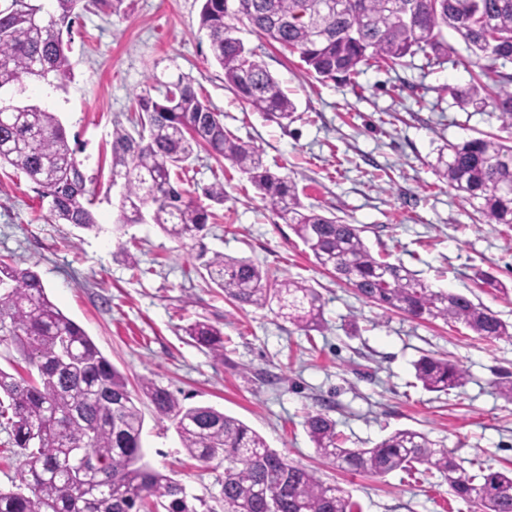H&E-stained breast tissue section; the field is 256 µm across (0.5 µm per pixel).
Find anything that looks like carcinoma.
Here are the masks:
<instances>
[{"instance_id": "cac0c4a2", "label": "carcinoma", "mask_w": 512, "mask_h": 512, "mask_svg": "<svg viewBox=\"0 0 512 512\" xmlns=\"http://www.w3.org/2000/svg\"><path fill=\"white\" fill-rule=\"evenodd\" d=\"M44 14L34 0H11L0 9V93L23 78L63 77L69 70L62 30L70 28L82 0H52ZM323 29L311 28L313 18ZM270 45L298 54L317 79L356 84L363 66H425L448 60L451 29L471 53L486 60L466 88L451 91L461 105H492L502 127L512 128V74L496 67L512 60V0H203L200 28L224 81L253 111L269 120L292 118L295 103L237 36L235 22ZM133 130L112 133L111 180L125 186L119 227L141 224L144 209L173 239L195 240L215 214L188 198L179 185L184 163L200 149L247 175L276 219L291 226L316 263L367 301L417 320L461 323L481 339L512 335L488 308L460 293L434 292L404 265L374 256L361 231L306 208L296 183L271 170L260 150L224 127L221 113L178 79L163 97L139 96ZM0 162L22 170L45 189L55 220L97 227L87 177L74 158L58 117L35 104L0 100ZM431 167L487 224L512 225V144L495 136L449 142ZM198 258L209 280L239 306L276 309L307 333L324 324L321 294L304 281L270 278L244 257L221 252ZM188 336L224 357V333L197 321ZM0 342L36 369L26 377L0 369V417L10 443L25 457L30 494L0 491V512H206L214 508L187 493L171 474L140 464L144 425L138 407L147 398L161 418L174 421L181 447L193 459L224 462L222 512H360L340 486L322 481L269 447L243 421L209 406H184L169 390L145 380L140 394L76 322L49 299L39 274L0 258ZM415 377L433 392L462 387L466 372L447 359L424 355ZM316 452L326 462L357 473L385 476L414 464L437 472L449 491L475 512H512V469L470 474L446 448L412 429H398L372 448H346L336 423L322 410L305 420Z\"/></svg>"}]
</instances>
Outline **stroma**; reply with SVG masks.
Returning <instances> with one entry per match:
<instances>
[{
  "mask_svg": "<svg viewBox=\"0 0 512 512\" xmlns=\"http://www.w3.org/2000/svg\"><path fill=\"white\" fill-rule=\"evenodd\" d=\"M202 0H123L119 12L79 10L70 70L46 84L26 81L30 102L55 112L89 177L97 229L55 221L50 201L26 174L0 166V256L33 268L50 300L92 338L127 378L148 379L184 405L210 406L245 422L288 460L351 494L361 512H471L440 476L398 470L383 477L346 472L318 457L305 428L324 409L349 448H370L397 429L426 434L469 472L512 467V402L491 383L512 372V339L484 340L460 324L419 321L369 303L315 264L289 225L273 215L246 176L198 154L183 187L198 195L220 181L226 199L205 244L247 257L269 274L315 287L324 327L307 333L266 309L239 308L212 284L190 242L152 221L115 233L121 187H110L112 131L128 126L136 95L161 97L179 76L222 114L225 128L254 143L267 164L296 182L303 205L356 225L373 254L403 264L435 291L462 293L512 324V225L485 224L434 175L445 142L512 137L497 113L460 107L481 59L447 31V63L364 68L356 84L319 81L296 55L241 27L239 36L295 102L280 126L240 101L212 59L199 27ZM138 266L130 268L127 258ZM501 289L478 287L476 271ZM207 321L224 331V357L185 329ZM446 358L466 384L430 392L414 376L421 356ZM144 461L172 473L194 495L219 496L223 470L190 459L174 423L142 403Z\"/></svg>",
  "mask_w": 512,
  "mask_h": 512,
  "instance_id": "35a3bbf8",
  "label": "stroma"
}]
</instances>
